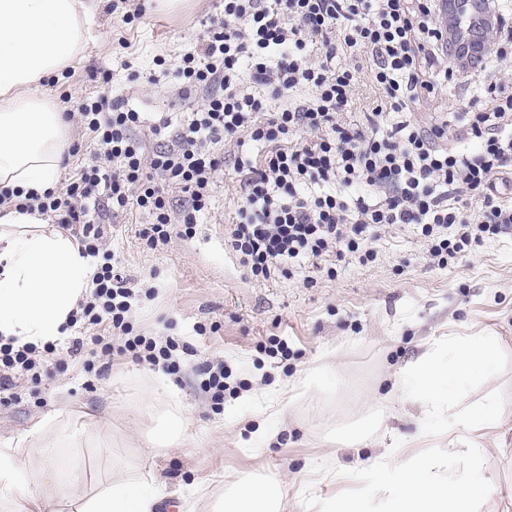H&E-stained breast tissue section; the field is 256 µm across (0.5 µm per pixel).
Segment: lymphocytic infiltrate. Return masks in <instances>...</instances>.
I'll use <instances>...</instances> for the list:
<instances>
[{"label":"lymphocytic infiltrate","instance_id":"f902f5d3","mask_svg":"<svg viewBox=\"0 0 512 512\" xmlns=\"http://www.w3.org/2000/svg\"><path fill=\"white\" fill-rule=\"evenodd\" d=\"M487 2V46L468 55L438 0H224L223 17L177 66L180 98L204 96L179 127L163 117L145 138L127 100L85 98L76 117L89 161L61 188L0 191V213L37 215L104 259L70 318L94 330L92 349L79 336L70 342L71 353L88 352L84 368L128 357L176 370L174 341L133 332L135 292L111 263L109 225L147 215L136 236L150 249L192 237L228 164L239 194L224 243L258 282L332 254L375 261L371 243L389 226L414 227L442 268L484 236L511 233L512 77L502 72L512 0ZM468 72L471 95L449 117L416 118L417 103ZM367 83L380 102L348 121ZM170 133L172 146L149 149L148 138ZM248 144L256 157L244 155ZM54 349L0 337V392L18 398L21 380H39L42 351Z\"/></svg>","mask_w":512,"mask_h":512}]
</instances>
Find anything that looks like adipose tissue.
<instances>
[{"instance_id":"ef3b65f1","label":"adipose tissue","mask_w":512,"mask_h":512,"mask_svg":"<svg viewBox=\"0 0 512 512\" xmlns=\"http://www.w3.org/2000/svg\"><path fill=\"white\" fill-rule=\"evenodd\" d=\"M95 24L93 0H0V188H55L69 148L63 110L36 93L42 79L60 74L82 54ZM91 257L78 241L35 216L12 212L0 218V336L18 344L44 345L59 338L85 298ZM502 337L451 336L425 349L395 376L402 399L419 402L434 423L433 443L423 453H405L386 438L382 416L366 415L346 433L353 445L375 443L381 453L359 475L362 497L314 499L307 512H483L493 495L483 480L494 432L512 429V412L495 397L468 404L475 381L491 382ZM333 381V368H313L297 384H273L258 392L268 410ZM150 401L164 403L153 418L143 453L162 455L183 440L188 418L164 383ZM28 452L0 448V512H25L27 502L54 507L65 495L73 512H156L165 488L153 473L118 470L86 488L78 475L77 440L95 443L111 460L105 429L88 422L72 434L58 417L43 418L31 431ZM209 512H282L284 484L264 474L228 478L220 492L197 488Z\"/></svg>"}]
</instances>
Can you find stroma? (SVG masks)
Instances as JSON below:
<instances>
[{"mask_svg":"<svg viewBox=\"0 0 512 512\" xmlns=\"http://www.w3.org/2000/svg\"><path fill=\"white\" fill-rule=\"evenodd\" d=\"M112 0H101L96 24L82 58L70 78L45 80L40 90L53 101L108 94L122 97L141 112L145 124L163 113L173 122L191 112L193 101L177 96L175 66L211 18L220 16L222 0H183L173 12L158 10L148 0L145 15L132 23L119 21ZM109 81H102V73ZM237 200L231 178H224L208 210L199 218L192 238L168 247L143 248L135 232L145 215L123 214L113 220L112 251L132 285L151 281L155 299H142L135 332L164 336L190 345L178 373L168 374L133 361L114 362L98 373L80 370L67 353L66 342L45 355L41 380L27 384L19 400L0 398V448L18 441L41 419L66 412L70 425L89 412L112 424V445L138 463L141 443L152 426L143 402L156 384H168L190 418L182 447L155 460L170 489L189 495L203 482L274 469L287 489L283 512H306L311 496L359 495L358 482L323 483L307 472L309 459L325 457L338 468L356 473L378 455V448L336 441V433L358 421L366 411L384 415L392 434L409 450L423 452L429 444L419 406L388 398L392 379L434 340L493 332L504 346L492 369L495 381L474 386L470 400L495 393L512 408V234L487 236L447 267L428 266L412 227L381 231L374 247L377 258L363 265L356 258H330L334 276L314 272L304 286L300 275L250 279L224 246V227L236 220ZM218 332H211V325ZM205 326L198 335L196 326ZM287 343L289 357L272 358L263 351L269 339ZM333 352L340 377L322 393L299 397L282 410L283 425L275 443L261 453L241 447L251 427L266 419L265 403L251 399L254 389L302 378L324 352ZM223 358L230 373L224 401L236 405L230 418L213 410L192 372V357ZM381 400L362 407L358 400L371 392Z\"/></svg>","mask_w":512,"mask_h":512,"instance_id":"obj_1","label":"stroma"}]
</instances>
